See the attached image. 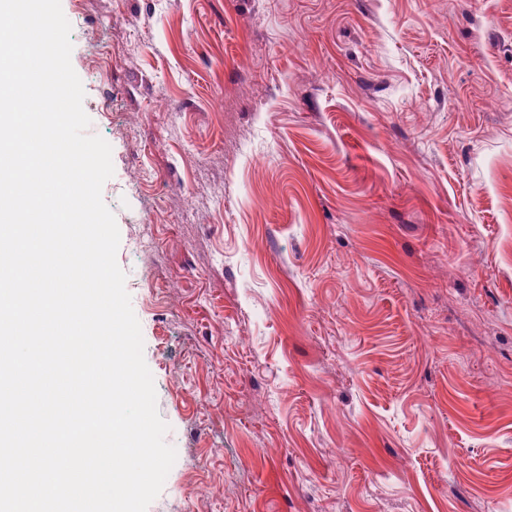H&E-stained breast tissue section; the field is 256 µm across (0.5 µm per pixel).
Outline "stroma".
Returning a JSON list of instances; mask_svg holds the SVG:
<instances>
[{"mask_svg": "<svg viewBox=\"0 0 512 512\" xmlns=\"http://www.w3.org/2000/svg\"><path fill=\"white\" fill-rule=\"evenodd\" d=\"M177 451L147 512H512V0H61Z\"/></svg>", "mask_w": 512, "mask_h": 512, "instance_id": "35a3bbf8", "label": "stroma"}]
</instances>
